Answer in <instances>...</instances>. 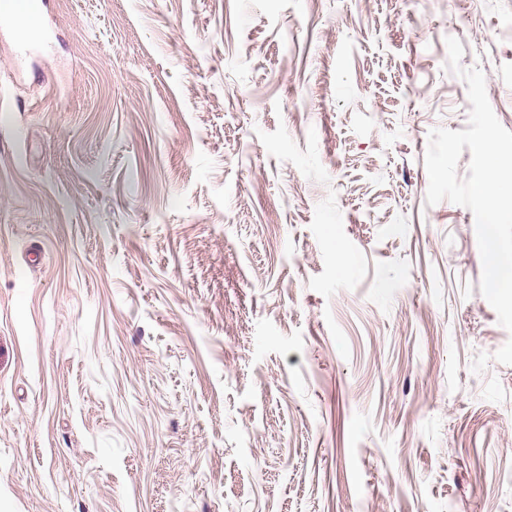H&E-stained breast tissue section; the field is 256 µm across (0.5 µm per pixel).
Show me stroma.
I'll return each instance as SVG.
<instances>
[{
    "label": "stroma",
    "instance_id": "stroma-1",
    "mask_svg": "<svg viewBox=\"0 0 512 512\" xmlns=\"http://www.w3.org/2000/svg\"><path fill=\"white\" fill-rule=\"evenodd\" d=\"M0 30V512H512V334L447 37L512 0H38Z\"/></svg>",
    "mask_w": 512,
    "mask_h": 512
}]
</instances>
